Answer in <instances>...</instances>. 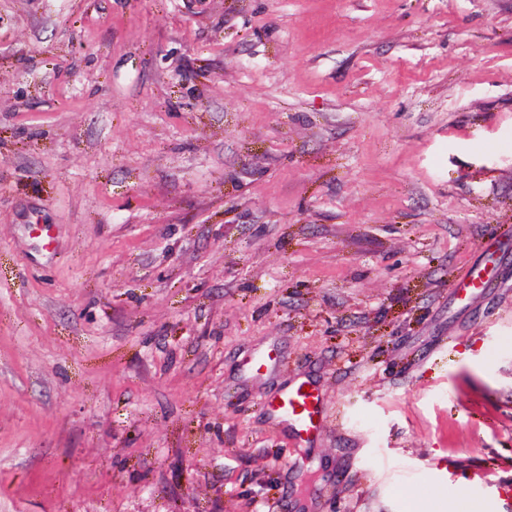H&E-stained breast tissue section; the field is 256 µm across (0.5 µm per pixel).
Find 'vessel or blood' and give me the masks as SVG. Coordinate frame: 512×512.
Listing matches in <instances>:
<instances>
[{
	"label": "vessel or blood",
	"instance_id": "1",
	"mask_svg": "<svg viewBox=\"0 0 512 512\" xmlns=\"http://www.w3.org/2000/svg\"><path fill=\"white\" fill-rule=\"evenodd\" d=\"M270 412L286 423L295 440L311 441L324 422V397L317 388L295 385L270 398Z\"/></svg>",
	"mask_w": 512,
	"mask_h": 512
}]
</instances>
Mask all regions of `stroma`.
Returning a JSON list of instances; mask_svg holds the SVG:
<instances>
[{
  "instance_id": "stroma-1",
  "label": "stroma",
  "mask_w": 512,
  "mask_h": 512,
  "mask_svg": "<svg viewBox=\"0 0 512 512\" xmlns=\"http://www.w3.org/2000/svg\"><path fill=\"white\" fill-rule=\"evenodd\" d=\"M505 483L512 0H0V512ZM304 386H310L304 392ZM270 412L286 423L295 440L309 442L324 422V397L314 386L302 382L267 401ZM301 408V411H297Z\"/></svg>"
}]
</instances>
